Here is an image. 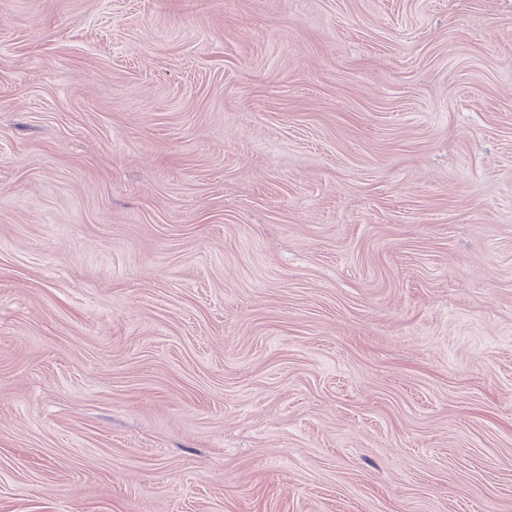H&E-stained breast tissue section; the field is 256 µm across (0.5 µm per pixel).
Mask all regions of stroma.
I'll use <instances>...</instances> for the list:
<instances>
[{"instance_id": "stroma-1", "label": "stroma", "mask_w": 512, "mask_h": 512, "mask_svg": "<svg viewBox=\"0 0 512 512\" xmlns=\"http://www.w3.org/2000/svg\"><path fill=\"white\" fill-rule=\"evenodd\" d=\"M0 512H512V0H0Z\"/></svg>"}]
</instances>
